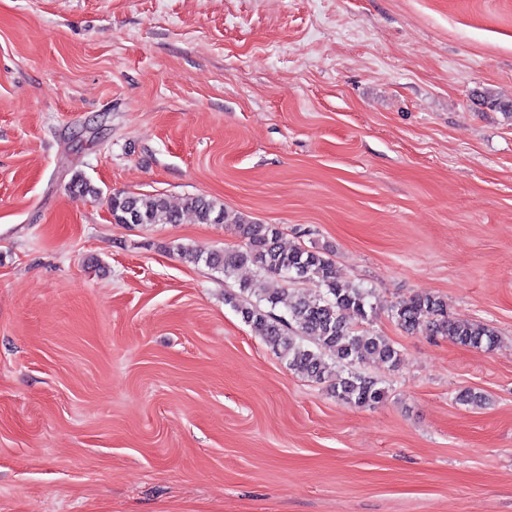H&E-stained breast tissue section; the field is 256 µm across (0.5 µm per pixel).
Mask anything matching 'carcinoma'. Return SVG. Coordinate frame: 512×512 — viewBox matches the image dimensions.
Here are the masks:
<instances>
[{
  "instance_id": "carcinoma-1",
  "label": "carcinoma",
  "mask_w": 512,
  "mask_h": 512,
  "mask_svg": "<svg viewBox=\"0 0 512 512\" xmlns=\"http://www.w3.org/2000/svg\"><path fill=\"white\" fill-rule=\"evenodd\" d=\"M113 220L118 224H177L185 212L199 224H231L240 243L201 252L185 245L177 247L180 258L200 263L228 277L251 265L264 273L269 286L254 303L232 304L254 335L261 337L288 369L316 383H329L336 398L358 408H374L387 399V390L377 378L360 371L374 360L394 368L400 352L378 332L359 330L352 317L369 321L376 314L370 292L336 276V265L327 252L302 246L285 247L277 224H259L228 211L204 196H187L181 207L172 206L160 195L114 193L108 199ZM306 282L320 293L304 299L291 293L289 285ZM391 320L407 332L424 329L463 346L490 349L496 334L486 325L448 315V303L436 296L417 295L391 305Z\"/></svg>"
}]
</instances>
